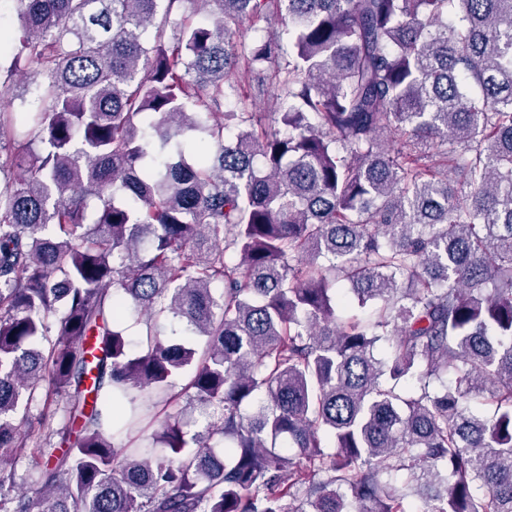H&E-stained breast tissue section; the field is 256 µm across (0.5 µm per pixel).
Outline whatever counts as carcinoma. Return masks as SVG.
I'll return each instance as SVG.
<instances>
[{"label":"carcinoma","mask_w":512,"mask_h":512,"mask_svg":"<svg viewBox=\"0 0 512 512\" xmlns=\"http://www.w3.org/2000/svg\"><path fill=\"white\" fill-rule=\"evenodd\" d=\"M13 2L0 512H512V0ZM229 109H237L238 112H270L271 119L279 121L280 111L278 108L277 91L269 88L265 95L258 98H248L236 105L232 103H224L221 111L225 112Z\"/></svg>","instance_id":"obj_1"}]
</instances>
